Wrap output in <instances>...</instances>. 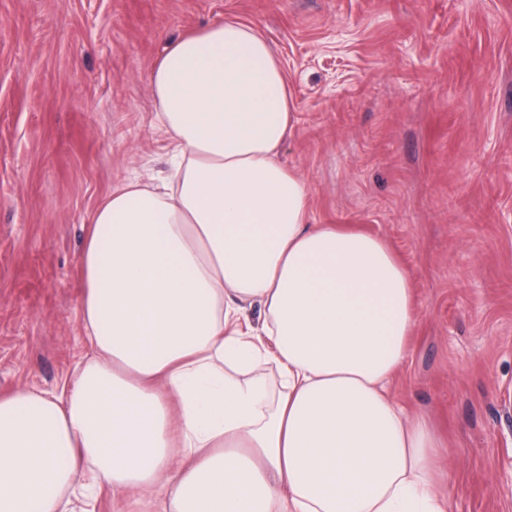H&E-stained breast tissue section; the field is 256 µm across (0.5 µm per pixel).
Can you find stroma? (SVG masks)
Wrapping results in <instances>:
<instances>
[{"label":"stroma","mask_w":512,"mask_h":512,"mask_svg":"<svg viewBox=\"0 0 512 512\" xmlns=\"http://www.w3.org/2000/svg\"><path fill=\"white\" fill-rule=\"evenodd\" d=\"M227 19L284 66L281 160L318 222L380 235L416 272L391 393L434 424L451 512H512V0H0V394L90 359L88 216L166 164L145 73Z\"/></svg>","instance_id":"35a3bbf8"}]
</instances>
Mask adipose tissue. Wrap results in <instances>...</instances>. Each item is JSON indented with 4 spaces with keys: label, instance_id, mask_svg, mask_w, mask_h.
Returning a JSON list of instances; mask_svg holds the SVG:
<instances>
[{
    "label": "adipose tissue",
    "instance_id": "adipose-tissue-1",
    "mask_svg": "<svg viewBox=\"0 0 512 512\" xmlns=\"http://www.w3.org/2000/svg\"><path fill=\"white\" fill-rule=\"evenodd\" d=\"M146 79L169 173L91 215L93 360L64 394L0 395V512H68L101 484L156 512H450L431 426L390 395L414 272L381 236L315 223L278 159L296 114L268 41L188 32Z\"/></svg>",
    "mask_w": 512,
    "mask_h": 512
}]
</instances>
